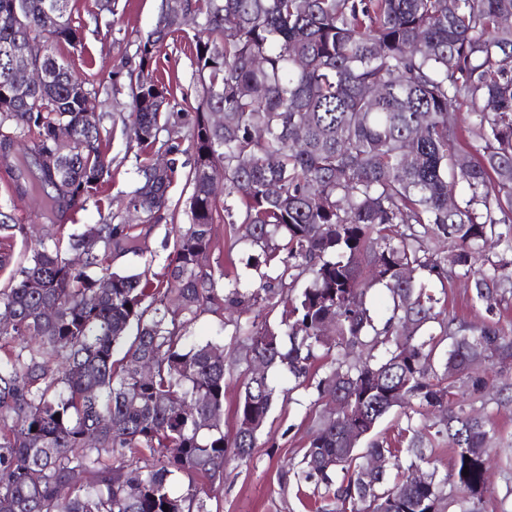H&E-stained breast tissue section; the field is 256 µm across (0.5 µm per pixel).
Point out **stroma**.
Segmentation results:
<instances>
[{
	"instance_id": "obj_1",
	"label": "stroma",
	"mask_w": 512,
	"mask_h": 512,
	"mask_svg": "<svg viewBox=\"0 0 512 512\" xmlns=\"http://www.w3.org/2000/svg\"><path fill=\"white\" fill-rule=\"evenodd\" d=\"M161 0H115L109 24L95 21L94 0H74L72 17L83 28L79 48L67 44L54 45L56 56L64 58L76 75L87 79L96 115L108 134V156L120 173L104 192L88 200L84 208L67 210L62 222L67 228L98 224L112 213L114 196L133 189L137 174L133 158L127 157L129 140L121 129L113 128L112 115L128 109L126 73L137 67L140 49L153 30ZM195 32L187 26L184 36L169 42L155 57L163 77L171 81V91L178 102L183 123H190L202 100V86L195 71L193 50L188 39ZM27 180L26 171L14 164L0 162V211L11 216L13 223L27 227L26 236L0 237V252L11 256L0 269V287L7 285L20 267L28 265L31 243L42 236L48 222L43 216L41 201L36 195L21 191ZM214 255L223 265L235 266L243 287H256L264 273L257 267L253 250L245 243H232L227 225L215 227ZM269 379L278 399L261 432L258 446L248 464L229 463L224 481L213 491L208 506L211 512H310L312 493H298L294 481L286 476L290 459L301 458L312 426L325 413L324 405L313 402L310 391L295 387L292 378L277 370ZM489 419L501 440L486 473L488 487L485 512H493L512 483V474L505 465H512V405L491 410Z\"/></svg>"
}]
</instances>
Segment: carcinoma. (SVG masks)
<instances>
[{
  "mask_svg": "<svg viewBox=\"0 0 512 512\" xmlns=\"http://www.w3.org/2000/svg\"><path fill=\"white\" fill-rule=\"evenodd\" d=\"M71 2L0 0V155L34 136L16 161L29 171L25 190L49 211L114 179L100 119L84 116L85 81L51 51L82 44ZM167 2L127 72L131 112L114 113L112 126L136 142L137 158L156 147L171 155L168 171L136 163L141 181L110 220L50 235L0 289V311L13 316L0 325V512H210L226 464L249 461L257 446L258 432L243 426L267 421L275 390L268 375L247 373L235 432L224 434L226 363L214 353L225 346L190 331L206 313L223 333L233 326L246 363L287 372L314 388L317 404L354 407L372 431L394 407L411 408L396 445L373 438L353 453L344 412L320 418L292 466L319 491L320 512H482L496 439L488 416L463 406L432 422L415 414L443 407L458 385L484 406L512 401V384L485 372L512 365V326L494 319L512 299V0ZM47 10L60 20L53 32L41 27ZM186 11L198 18L204 91L188 130L189 224L175 231L162 273L153 257L114 270L108 260L144 256L154 227L175 218L180 114L150 65ZM23 49L45 81L18 95L8 52ZM463 103L466 125L455 113ZM215 110L221 126L210 121ZM217 162L222 200L206 175ZM131 206L142 223L122 220ZM216 224L257 247L276 277L242 288L213 265ZM440 237L446 253L429 246ZM461 279L486 313L476 324L443 314L428 288ZM377 286L390 297L380 320L367 307ZM278 308L283 331L266 319ZM232 309L255 315L229 320ZM445 340L446 386L432 370ZM322 350L335 357L312 385ZM436 441L453 450L450 473L409 481Z\"/></svg>",
  "mask_w": 512,
  "mask_h": 512,
  "instance_id": "1",
  "label": "carcinoma"
}]
</instances>
